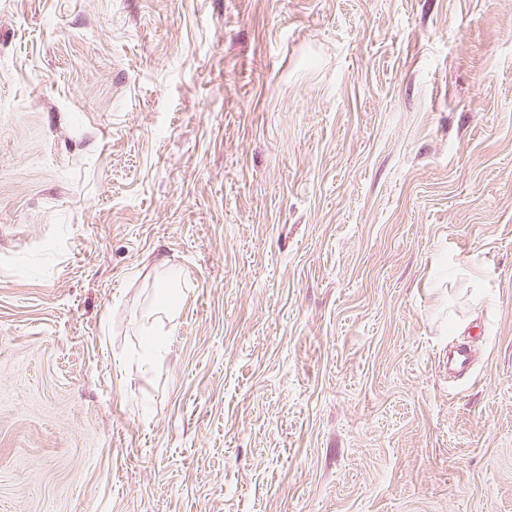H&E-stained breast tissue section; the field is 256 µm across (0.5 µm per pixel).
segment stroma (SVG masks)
<instances>
[{
    "mask_svg": "<svg viewBox=\"0 0 512 512\" xmlns=\"http://www.w3.org/2000/svg\"><path fill=\"white\" fill-rule=\"evenodd\" d=\"M0 512H512V0H0Z\"/></svg>",
    "mask_w": 512,
    "mask_h": 512,
    "instance_id": "obj_1",
    "label": "stroma"
}]
</instances>
